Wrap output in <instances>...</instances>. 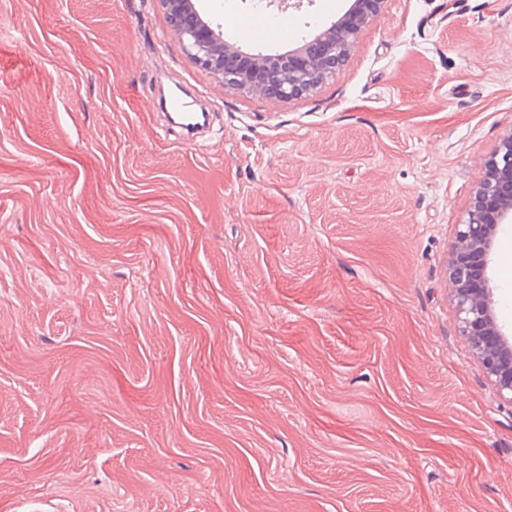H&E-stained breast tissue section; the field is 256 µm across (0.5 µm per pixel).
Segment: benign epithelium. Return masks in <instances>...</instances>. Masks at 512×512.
I'll return each mask as SVG.
<instances>
[{
    "mask_svg": "<svg viewBox=\"0 0 512 512\" xmlns=\"http://www.w3.org/2000/svg\"><path fill=\"white\" fill-rule=\"evenodd\" d=\"M185 54L226 88L276 100L302 97L336 75L358 33L380 16L385 0H354L336 22L286 54H252L224 40L223 26L205 22L192 0H160ZM512 222V132L486 164L466 219L458 225L449 264L451 302L460 335L512 406V335L495 319L489 276L497 225Z\"/></svg>",
    "mask_w": 512,
    "mask_h": 512,
    "instance_id": "obj_1",
    "label": "benign epithelium"
}]
</instances>
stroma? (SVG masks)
I'll return each instance as SVG.
<instances>
[{
    "label": "stroma",
    "mask_w": 512,
    "mask_h": 512,
    "mask_svg": "<svg viewBox=\"0 0 512 512\" xmlns=\"http://www.w3.org/2000/svg\"><path fill=\"white\" fill-rule=\"evenodd\" d=\"M194 4L279 54L352 0ZM0 32V512H512L448 280L512 0H386L289 101L216 82L159 0H0ZM172 108L175 112L169 114L170 119L172 115L178 120V125L181 128L189 131H195L198 129H202L206 127L209 123V115L206 112H187L185 109L187 107V103L183 102L182 99L174 98L171 102ZM181 115V119L179 116Z\"/></svg>",
    "instance_id": "35a3bbf8"
}]
</instances>
